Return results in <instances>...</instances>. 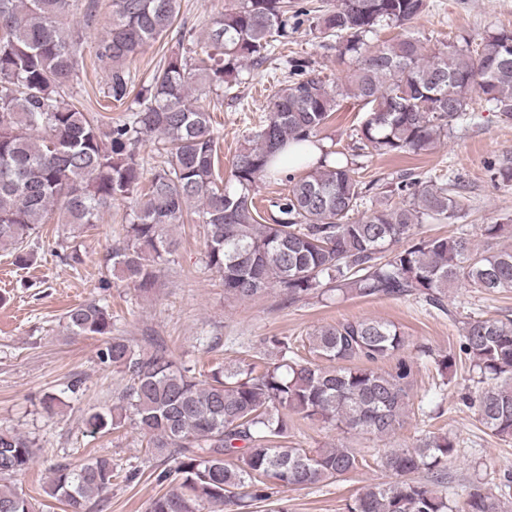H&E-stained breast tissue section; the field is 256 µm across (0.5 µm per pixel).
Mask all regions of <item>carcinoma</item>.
<instances>
[{
    "label": "carcinoma",
    "mask_w": 512,
    "mask_h": 512,
    "mask_svg": "<svg viewBox=\"0 0 512 512\" xmlns=\"http://www.w3.org/2000/svg\"><path fill=\"white\" fill-rule=\"evenodd\" d=\"M100 24L99 0H0V248L25 265L30 239L53 207L77 228L98 223L117 201L132 202L123 242L106 267L139 291L151 290L157 268L174 251L171 227L195 205L204 224L205 262L219 273L228 299L245 301L276 288L296 302L334 292L344 298L414 296L444 309L448 289L467 285L481 293L512 290V247L482 250L456 234L420 237L403 248L417 224H452L462 200L443 180L410 175L390 190L401 197L355 218L367 185L355 163L334 159L310 165L306 146L326 127L340 101L370 107L357 131L360 156L429 151L470 112L479 97L512 118V29L480 41L429 48L407 31L376 45L384 27L402 28L426 9V0H336L296 10L288 0H235L208 34L204 56L171 53L149 84L132 89L129 63L172 29L180 0H109ZM336 39L353 68L343 83H329L302 58L285 59L291 74L269 96L263 124L244 139L231 162V185H221L218 136L198 98L252 64H262L288 30L304 23ZM101 29L93 52L111 70L105 98L126 103L128 117L103 122L78 108L69 92L83 67L85 34ZM154 137L163 164L145 174L143 137ZM303 168L287 192L269 199L270 222H259L258 183L277 180L288 163ZM73 336H106L103 363L127 384L117 403L88 413L93 436L132 424L148 451L173 458L181 483L149 503L147 512H221L241 503L269 502L274 489L345 479L367 465L357 448L291 446L296 420H320L344 433L384 438L403 422L413 365L398 354L406 346L395 324L344 320L308 337L301 357L288 337L270 343L277 363L239 361L198 379L163 346L135 349L112 335V314L99 300L69 309ZM460 352L477 375L462 401L501 440L512 439V319L464 323ZM445 377L454 354L421 346ZM397 358L385 370L380 364ZM35 439L0 428V512H38L5 480L28 470ZM459 441L430 432L413 448H385L381 465L395 480L366 488L347 512H504L501 501L475 490L463 501L443 492L448 459ZM433 474L416 480L418 472ZM114 466L95 457L58 466L45 493L71 512L112 485Z\"/></svg>",
    "instance_id": "obj_1"
}]
</instances>
